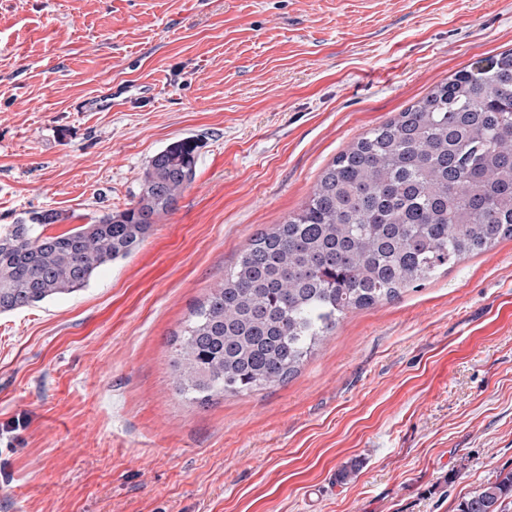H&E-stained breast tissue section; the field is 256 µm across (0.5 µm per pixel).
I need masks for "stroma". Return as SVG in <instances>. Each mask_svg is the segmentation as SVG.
Here are the masks:
<instances>
[{
  "mask_svg": "<svg viewBox=\"0 0 512 512\" xmlns=\"http://www.w3.org/2000/svg\"><path fill=\"white\" fill-rule=\"evenodd\" d=\"M510 49L512 0H0V226L93 223L199 143L137 251L0 315V512H457L512 469V239L349 313L284 384L202 404L172 368L337 154ZM110 86L135 101L79 111Z\"/></svg>",
  "mask_w": 512,
  "mask_h": 512,
  "instance_id": "35a3bbf8",
  "label": "stroma"
}]
</instances>
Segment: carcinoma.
<instances>
[{
  "instance_id": "cac0c4a2",
  "label": "carcinoma",
  "mask_w": 512,
  "mask_h": 512,
  "mask_svg": "<svg viewBox=\"0 0 512 512\" xmlns=\"http://www.w3.org/2000/svg\"><path fill=\"white\" fill-rule=\"evenodd\" d=\"M193 138L156 153L136 200L59 235L54 212L0 227V314L85 287L136 251L194 180ZM512 238V50L462 69L325 168L308 200L257 232L193 309L174 368L208 401L296 375L338 322ZM500 470L458 512H506Z\"/></svg>"
}]
</instances>
